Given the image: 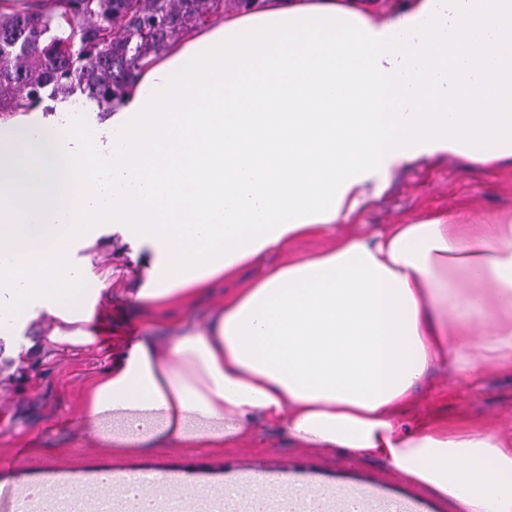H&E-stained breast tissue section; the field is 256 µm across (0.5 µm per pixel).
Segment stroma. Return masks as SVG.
Returning a JSON list of instances; mask_svg holds the SVG:
<instances>
[{"label":"stroma","instance_id":"35a3bbf8","mask_svg":"<svg viewBox=\"0 0 512 512\" xmlns=\"http://www.w3.org/2000/svg\"><path fill=\"white\" fill-rule=\"evenodd\" d=\"M463 207L478 224L511 212L512 166L483 170L456 162L415 163L398 172L390 192L361 221L376 229ZM112 357V341L104 336L96 347L76 353L31 350L18 367L10 359L0 360V483L7 489L35 479L46 482L56 474L70 487L104 469L118 475L161 470L180 486L211 489L219 488L227 474L270 479L285 473L312 486L371 491L380 503L398 501L414 512H458L454 502L435 497L382 460L306 448L264 424L255 436L221 448L169 443L123 450L109 440L81 435L72 428L71 415L88 382ZM426 416L451 422L489 419L499 431H512V376L438 380L421 395L407 421Z\"/></svg>","mask_w":512,"mask_h":512}]
</instances>
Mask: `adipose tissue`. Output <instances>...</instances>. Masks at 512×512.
I'll return each mask as SVG.
<instances>
[{"label":"adipose tissue","mask_w":512,"mask_h":512,"mask_svg":"<svg viewBox=\"0 0 512 512\" xmlns=\"http://www.w3.org/2000/svg\"><path fill=\"white\" fill-rule=\"evenodd\" d=\"M512 161V0H252L176 40L111 111L0 113V343L104 335L122 290L155 334L87 387L78 425L117 446L220 448L255 423L379 457L459 512H512V436L405 417L431 378L512 372V215L362 213L403 166ZM137 269L116 284L101 238ZM317 242L300 253L296 243ZM205 323L168 324L243 268ZM156 500L129 475L106 512H317L289 477Z\"/></svg>","instance_id":"ef3b65f1"}]
</instances>
